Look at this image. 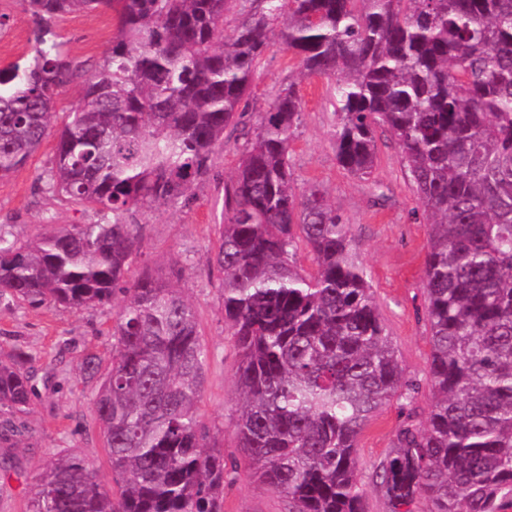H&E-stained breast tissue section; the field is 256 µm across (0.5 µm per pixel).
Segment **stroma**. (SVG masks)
<instances>
[{
  "mask_svg": "<svg viewBox=\"0 0 512 512\" xmlns=\"http://www.w3.org/2000/svg\"><path fill=\"white\" fill-rule=\"evenodd\" d=\"M0 68L34 54L31 24L23 0H0ZM55 30L68 56L94 66L112 45L111 12L74 13ZM298 59L280 45L265 53L255 76L246 125L265 111L275 91L297 80L303 103L302 123L290 143V159L298 187L323 189L348 218L351 237L371 274L374 297L407 379L420 386L413 417L397 401L382 406L364 426L357 446L359 489L365 512H390L376 483L375 470L392 450L405 422L424 426L431 402L428 384L430 332L425 313L423 268L429 226L412 191L399 146L377 132V166L371 180L343 170L336 159L333 81L298 79ZM217 148L210 177L195 190L187 207H154L139 213L142 246L130 266V277L144 270L181 272L180 285L197 317L211 357L200 406L202 421L224 448V462L235 468L224 485V512H288L284 497L253 478L237 448L235 421L242 396L236 382L239 356L224 323L218 300L219 274L210 263L222 222L224 182L235 172L244 143L240 132L226 130ZM48 138L23 168L0 180V230L21 240L41 233L46 222L91 224L95 212L62 203L48 192L44 177L55 153ZM118 303L73 310L52 305L31 307L0 299V358L15 348L33 357L38 396L26 417L27 432L13 451L11 463H0V512H27L34 480L53 457L72 453L85 458L106 489L116 490V477L103 436L95 423L92 400L97 381L86 379L87 353L102 366L112 360V325Z\"/></svg>",
  "mask_w": 512,
  "mask_h": 512,
  "instance_id": "stroma-1",
  "label": "stroma"
}]
</instances>
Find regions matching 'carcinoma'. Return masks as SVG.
Listing matches in <instances>:
<instances>
[{"instance_id": "1", "label": "carcinoma", "mask_w": 512, "mask_h": 512, "mask_svg": "<svg viewBox=\"0 0 512 512\" xmlns=\"http://www.w3.org/2000/svg\"><path fill=\"white\" fill-rule=\"evenodd\" d=\"M36 55L0 69V179L50 136L78 70L54 20L110 10L116 33L58 131L49 192L97 212L19 241L0 232V299L93 308L121 296L112 364L93 412L119 494L87 461L36 477L29 512H224V449L198 413L210 359L193 306L162 274L127 277L138 210L187 205L224 133L245 115L257 68L279 41L300 75L334 81L336 158L368 179L376 131L397 142L429 224L426 425L407 424L379 464L391 512L512 505V0H24ZM296 84L278 89L224 182L211 258L239 355L235 423L251 475L288 512H364L357 440L396 398L413 405L348 220L297 187ZM305 244L315 272L298 268ZM18 351L0 359V447L11 453L35 396Z\"/></svg>"}]
</instances>
